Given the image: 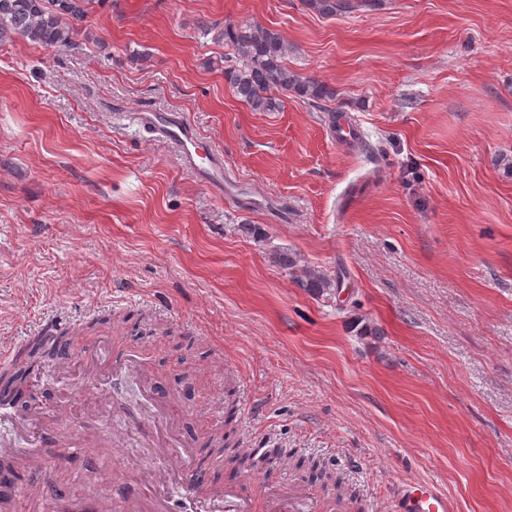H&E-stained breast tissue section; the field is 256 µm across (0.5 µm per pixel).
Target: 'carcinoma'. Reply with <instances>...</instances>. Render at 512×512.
<instances>
[{"mask_svg":"<svg viewBox=\"0 0 512 512\" xmlns=\"http://www.w3.org/2000/svg\"><path fill=\"white\" fill-rule=\"evenodd\" d=\"M93 0H0V43L22 37L46 49L71 46L82 33L80 24L89 14ZM322 16L342 15L355 8L352 0H306ZM204 34L231 47L237 54L231 65H224V81L234 94L257 112H275L280 108L279 95L292 93L296 98L323 108L334 99L327 84L302 76L284 64L289 45L283 35L262 25L216 23L204 25ZM276 261L292 271L295 282L309 294L320 298L332 295L337 279L324 271L300 264L294 254L280 255ZM23 376L14 371L0 373V390L19 393ZM214 451L224 452L226 466H239L248 456L235 446L231 433L213 439ZM308 466L316 478H323L336 494L357 499L355 488L343 473L323 468L311 459Z\"/></svg>","mask_w":512,"mask_h":512,"instance_id":"carcinoma-1","label":"carcinoma"}]
</instances>
